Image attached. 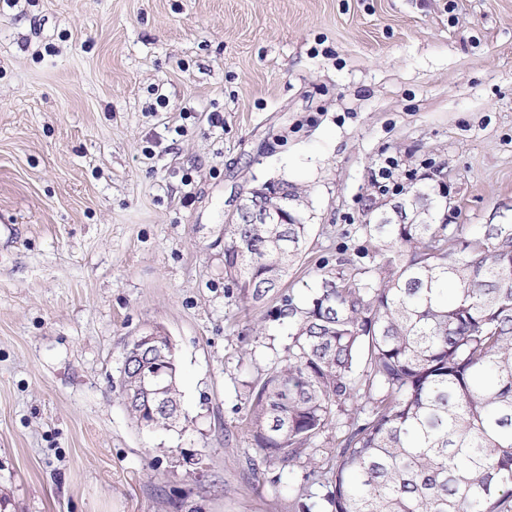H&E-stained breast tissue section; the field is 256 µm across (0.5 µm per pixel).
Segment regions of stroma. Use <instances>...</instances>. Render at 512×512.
Listing matches in <instances>:
<instances>
[{
    "mask_svg": "<svg viewBox=\"0 0 512 512\" xmlns=\"http://www.w3.org/2000/svg\"><path fill=\"white\" fill-rule=\"evenodd\" d=\"M441 178L457 223L512 224V0H0V512H325L355 403L285 465L248 391L377 182ZM282 179L308 244L256 303L224 282L225 216ZM152 326L182 433L119 395Z\"/></svg>",
    "mask_w": 512,
    "mask_h": 512,
    "instance_id": "obj_1",
    "label": "stroma"
}]
</instances>
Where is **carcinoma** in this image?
<instances>
[{"instance_id": "cac0c4a2", "label": "carcinoma", "mask_w": 512, "mask_h": 512, "mask_svg": "<svg viewBox=\"0 0 512 512\" xmlns=\"http://www.w3.org/2000/svg\"><path fill=\"white\" fill-rule=\"evenodd\" d=\"M299 200L287 224H224V279L254 302L281 287L309 225ZM413 223L366 224L375 270L350 259L319 275L279 316L293 328L286 364L251 387L247 423L266 455L297 459L348 401L361 422L331 454L332 512H512V225L448 223L435 190ZM121 397L136 422L168 431L181 412L177 354L164 336L122 360ZM170 370L156 399L141 375Z\"/></svg>"}]
</instances>
